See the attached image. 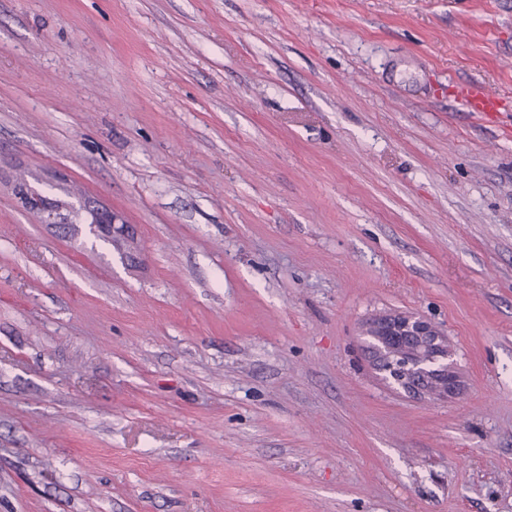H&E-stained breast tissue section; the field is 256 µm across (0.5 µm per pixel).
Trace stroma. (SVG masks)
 <instances>
[{
  "mask_svg": "<svg viewBox=\"0 0 512 512\" xmlns=\"http://www.w3.org/2000/svg\"><path fill=\"white\" fill-rule=\"evenodd\" d=\"M460 84L512 97V0H0V512H512V108ZM393 312L456 394L376 375ZM457 97L471 112H499L509 105L497 94L488 91L475 92L474 87L469 85L459 86ZM96 220L99 224L93 225V232H95L97 228H105L110 232V235L119 242H130L132 244V248L129 250L130 252L127 251L125 253L124 259L126 260L127 258H131V255L135 258L136 241L127 224H124V222H120L122 224H116L118 220L117 215L107 209L98 211L96 213ZM389 334L399 343H409L413 340L438 336L435 326L425 317L394 315L389 320ZM385 320L386 317L382 316L370 320L364 333L366 347L372 354V365L379 373H382V369L386 367V363L390 359L407 357L405 353L390 345L386 336H383L384 328L382 324ZM418 351L423 354L424 359H429V365L427 368V374L429 377L434 381L438 380V378L445 373V356L447 353H450L447 336H440L438 343L433 347L425 348L423 351L418 349ZM426 365L427 362L401 364V367L405 370L408 376L402 379V384H395L400 385V387L407 393L420 398H428V392L434 395L432 398L435 399L447 397L448 394H443L439 391L438 386L434 381H430L428 384V392L424 388V384L426 383Z\"/></svg>",
  "mask_w": 512,
  "mask_h": 512,
  "instance_id": "obj_1",
  "label": "stroma"
}]
</instances>
